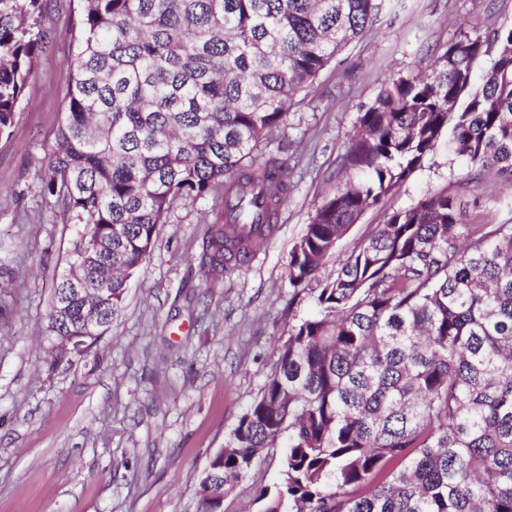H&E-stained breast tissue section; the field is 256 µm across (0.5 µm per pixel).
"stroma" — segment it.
Listing matches in <instances>:
<instances>
[{
  "instance_id": "35a3bbf8",
  "label": "stroma",
  "mask_w": 512,
  "mask_h": 512,
  "mask_svg": "<svg viewBox=\"0 0 512 512\" xmlns=\"http://www.w3.org/2000/svg\"><path fill=\"white\" fill-rule=\"evenodd\" d=\"M73 0H53L51 37L0 139V512H196L211 457L257 396L288 331L314 310L288 261L311 214L334 193L361 112L382 83L425 69L461 33L512 26V0H399L296 96L267 152L292 168L287 199L263 251L223 279L198 270L212 198L175 205L158 225L121 314L91 351L54 362L46 333L57 277L80 226L40 195L69 80ZM448 189L471 224H512V191L469 179L448 141L339 241L317 277L332 276L387 213ZM270 455L224 499V512H258L277 478Z\"/></svg>"
}]
</instances>
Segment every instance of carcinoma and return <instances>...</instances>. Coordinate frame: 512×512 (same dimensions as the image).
I'll return each mask as SVG.
<instances>
[{
  "mask_svg": "<svg viewBox=\"0 0 512 512\" xmlns=\"http://www.w3.org/2000/svg\"><path fill=\"white\" fill-rule=\"evenodd\" d=\"M385 0H79L62 118L41 192L82 226L68 264L112 314L179 201L220 193L206 281L263 250L288 161L257 152L293 97L363 37ZM51 0H0V138L45 48ZM494 54L474 81L477 62ZM448 135L469 176L512 186V27L464 35L423 72L382 84L310 216L288 278L301 288ZM443 189L389 213L314 289L275 368L199 480L198 512L279 447L260 512H512V224H469ZM47 331L88 352L81 304Z\"/></svg>",
  "mask_w": 512,
  "mask_h": 512,
  "instance_id": "cac0c4a2",
  "label": "carcinoma"
}]
</instances>
